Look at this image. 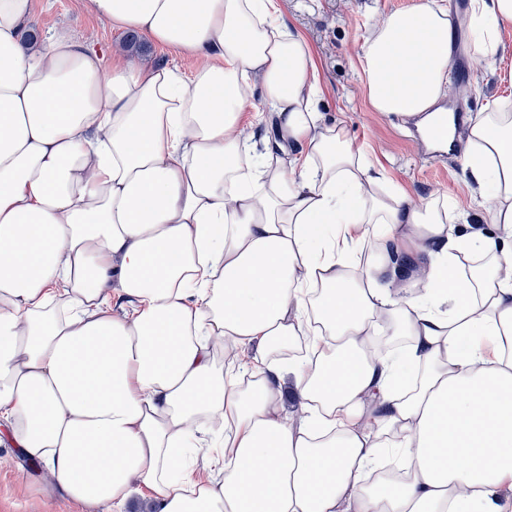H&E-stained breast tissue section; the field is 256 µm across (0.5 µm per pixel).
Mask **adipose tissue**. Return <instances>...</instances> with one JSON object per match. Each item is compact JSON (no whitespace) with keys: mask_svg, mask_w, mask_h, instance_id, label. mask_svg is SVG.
Returning <instances> with one entry per match:
<instances>
[{"mask_svg":"<svg viewBox=\"0 0 512 512\" xmlns=\"http://www.w3.org/2000/svg\"><path fill=\"white\" fill-rule=\"evenodd\" d=\"M86 3L201 64L31 43L32 0H0V426L42 492L92 512L136 493L152 512H500L512 102L470 125L493 229L461 235L447 197L381 187L322 124L311 47L277 0ZM464 24L494 67L512 0H469ZM453 31L437 0L387 15L359 55L372 109L425 128ZM114 283L138 301L121 318ZM218 337L255 344L243 373L216 366ZM285 397L301 427L275 417Z\"/></svg>","mask_w":512,"mask_h":512,"instance_id":"1","label":"adipose tissue"}]
</instances>
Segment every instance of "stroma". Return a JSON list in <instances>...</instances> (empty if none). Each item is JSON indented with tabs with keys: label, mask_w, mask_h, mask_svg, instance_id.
<instances>
[{
	"label": "stroma",
	"mask_w": 512,
	"mask_h": 512,
	"mask_svg": "<svg viewBox=\"0 0 512 512\" xmlns=\"http://www.w3.org/2000/svg\"><path fill=\"white\" fill-rule=\"evenodd\" d=\"M417 0H279L287 22L308 40L319 67L324 96L319 109L326 124L343 128L355 149L366 154L384 185H398L414 198L445 195L456 204V224L467 230L488 225L465 169L467 141L455 156L432 158L413 121L370 109L366 91L355 71L366 39L388 14L412 8ZM41 33L64 31L91 42L96 49L123 52L147 66L166 63L191 72L194 58L153 45H129L127 34L100 21L84 0H34ZM505 51L495 69L472 60L465 49L466 34L457 30L450 69L455 95L449 106L475 118L500 97L512 100V28L503 33ZM40 472L31 470L24 455L0 445V512H90L82 504L46 497L37 490Z\"/></svg>",
	"instance_id": "35a3bbf8"
}]
</instances>
